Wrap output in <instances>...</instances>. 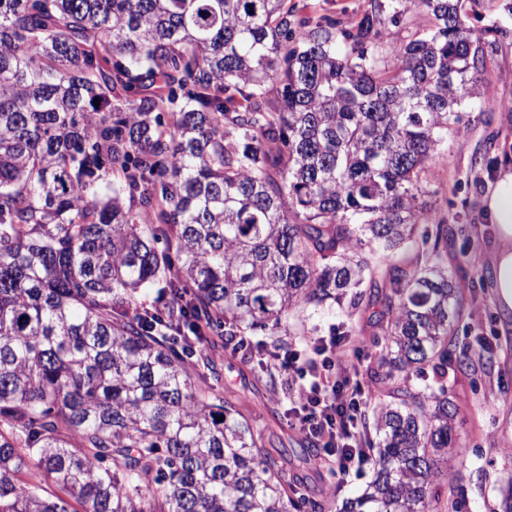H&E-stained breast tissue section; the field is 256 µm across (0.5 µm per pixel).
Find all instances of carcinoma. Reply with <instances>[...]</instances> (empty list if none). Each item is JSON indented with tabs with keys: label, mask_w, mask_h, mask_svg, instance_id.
<instances>
[{
	"label": "carcinoma",
	"mask_w": 512,
	"mask_h": 512,
	"mask_svg": "<svg viewBox=\"0 0 512 512\" xmlns=\"http://www.w3.org/2000/svg\"><path fill=\"white\" fill-rule=\"evenodd\" d=\"M479 8L364 0L345 23L288 0H0V512L318 507L210 382L208 343L281 349L289 312L328 301L371 310L390 355L376 478L342 512H462L448 379L470 357L424 183L486 105ZM421 224L424 261L372 263Z\"/></svg>",
	"instance_id": "obj_1"
}]
</instances>
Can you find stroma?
Listing matches in <instances>:
<instances>
[{
    "label": "stroma",
    "mask_w": 512,
    "mask_h": 512,
    "mask_svg": "<svg viewBox=\"0 0 512 512\" xmlns=\"http://www.w3.org/2000/svg\"><path fill=\"white\" fill-rule=\"evenodd\" d=\"M471 25L478 33L492 25L507 32L487 48L484 96L490 105L464 111L461 131L449 135L445 156L431 167L426 188L434 208L447 219L448 269L465 299L459 336L475 356L467 378L453 387L460 408L457 431L466 450L458 478L467 491V512H501L499 487L512 478V312L501 309L491 288L495 227L481 199L499 165L512 159V0H487ZM289 323L292 344L345 325L362 349L359 378L369 393H376L378 385L367 368L380 349L371 342L366 320L347 318L333 305L312 314L298 312ZM210 352L219 360V388L236 397L239 411L254 427L287 447L301 448L304 436L294 429L280 431L273 417L288 408L286 375H278L270 389L260 369L223 340H216ZM281 476L290 484L304 483L321 512H340L375 478L376 469L365 465L343 481L329 475L325 465L292 458Z\"/></svg>",
    "instance_id": "35a3bbf8"
}]
</instances>
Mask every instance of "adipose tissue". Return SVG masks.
<instances>
[{
  "mask_svg": "<svg viewBox=\"0 0 512 512\" xmlns=\"http://www.w3.org/2000/svg\"><path fill=\"white\" fill-rule=\"evenodd\" d=\"M483 206L496 234L493 288L500 306L512 310V166L501 165L483 195Z\"/></svg>",
  "mask_w": 512,
  "mask_h": 512,
  "instance_id": "1",
  "label": "adipose tissue"
}]
</instances>
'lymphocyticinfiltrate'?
Instances as JSON below:
<instances>
[{"instance_id": "lymphocytic-infiltrate-1", "label": "lymphocytic infiltrate", "mask_w": 512, "mask_h": 512, "mask_svg": "<svg viewBox=\"0 0 512 512\" xmlns=\"http://www.w3.org/2000/svg\"><path fill=\"white\" fill-rule=\"evenodd\" d=\"M359 350L336 332L311 338L298 348L267 354L268 365L288 372L298 387L288 400L300 433L319 438L339 474L371 463L359 448L360 419L367 398L354 362Z\"/></svg>"}]
</instances>
